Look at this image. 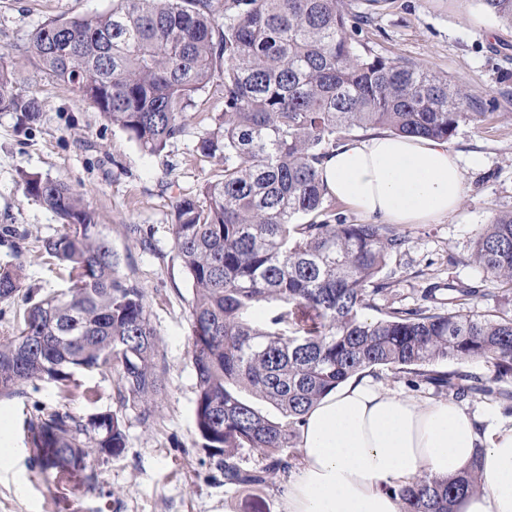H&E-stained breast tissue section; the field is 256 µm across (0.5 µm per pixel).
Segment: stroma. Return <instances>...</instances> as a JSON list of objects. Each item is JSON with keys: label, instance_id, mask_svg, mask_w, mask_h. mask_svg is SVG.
I'll list each match as a JSON object with an SVG mask.
<instances>
[{"label": "stroma", "instance_id": "35a3bbf8", "mask_svg": "<svg viewBox=\"0 0 512 512\" xmlns=\"http://www.w3.org/2000/svg\"><path fill=\"white\" fill-rule=\"evenodd\" d=\"M112 0H0V54L13 56L16 88L36 94L39 121L22 129L0 112V229L24 239L15 249L0 232V266L22 265L23 288L42 295L59 289L66 271L44 257V238L62 231L61 219L26 195L22 173L62 178L80 192L112 244L122 276L145 291L149 320L163 357L165 389L149 420L124 411L126 447L99 467L97 494L74 483L45 481L32 462L25 421L36 409L70 405L81 415L114 407L117 378L110 371L78 372L70 392L37 381L15 396L0 397V448L13 452L0 469V512H281L288 480L270 475L258 496L229 487L215 459L202 448L194 422L195 371L188 346L192 284L173 250V202L198 195L217 170L195 152L201 121L222 105L201 94L187 134L158 156L149 154L120 126L104 120L70 86L47 82L24 56L33 32L59 16L105 13ZM375 22L360 34L372 53L430 68L462 83L484 114L460 125L448 146L458 154L466 193L452 215L405 224V248L384 270L391 294L377 305L415 307L426 289L465 283L483 290L470 303L477 314L512 312V298L476 265L478 234L499 211L512 210V28L485 13L477 0H379ZM457 406L488 426L512 424V400L473 394Z\"/></svg>", "mask_w": 512, "mask_h": 512}]
</instances>
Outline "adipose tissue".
<instances>
[{
  "mask_svg": "<svg viewBox=\"0 0 512 512\" xmlns=\"http://www.w3.org/2000/svg\"><path fill=\"white\" fill-rule=\"evenodd\" d=\"M320 175L331 196L390 224L447 216L465 194L447 143L414 136L348 142ZM299 448L283 512H398L396 489L425 473L463 475L474 462L482 490L462 496L458 512H512V427H482L451 402L397 395L363 372L310 409Z\"/></svg>",
  "mask_w": 512,
  "mask_h": 512,
  "instance_id": "obj_1",
  "label": "adipose tissue"
}]
</instances>
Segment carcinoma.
<instances>
[{
    "label": "carcinoma",
    "mask_w": 512,
    "mask_h": 512,
    "mask_svg": "<svg viewBox=\"0 0 512 512\" xmlns=\"http://www.w3.org/2000/svg\"><path fill=\"white\" fill-rule=\"evenodd\" d=\"M479 3L512 25V0ZM372 22V13L348 14L340 0H112L106 13L56 17L30 38L27 53L46 79L73 86L151 154L185 134L200 93L212 89L223 104L195 144L222 174L199 196L177 198L171 231L193 286L196 428L229 486L259 489L271 472L288 475L306 413L364 370L386 369L439 393L512 396L436 369L482 360L512 374V315L456 310L480 289L450 285L445 299L433 287L417 307L366 314L392 292L382 272L407 238L394 224L337 217L319 166L355 129L449 141L483 116L466 111L465 86L360 51L355 35ZM48 31L76 49L62 58ZM13 66L0 55V112L35 122L40 102L15 89ZM22 179L26 195L63 221L42 250L69 270V285L28 299L15 332L0 337V397L33 381L66 390L77 370L118 375L116 409L82 416L64 405L27 421L34 466L94 494L97 466L125 450L122 411L146 420L162 391L156 333L143 289L120 274L95 212L59 178ZM472 261L512 291L511 210L491 217ZM22 286L21 268L0 266L1 301ZM38 340L43 351L34 353L28 344ZM241 448L265 466L241 468ZM481 487L473 465L457 479L425 473L395 495L401 512H457L459 498Z\"/></svg>",
    "instance_id": "obj_1"
}]
</instances>
